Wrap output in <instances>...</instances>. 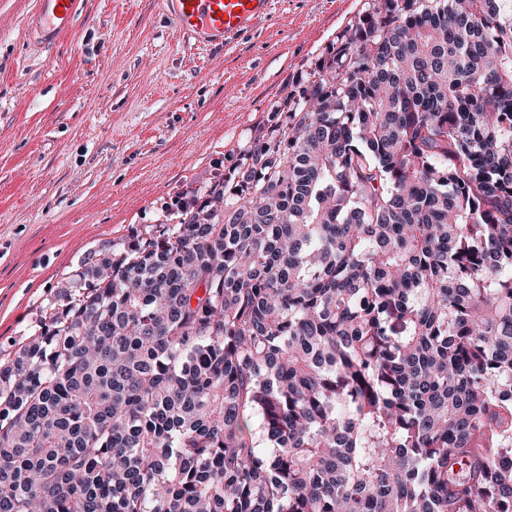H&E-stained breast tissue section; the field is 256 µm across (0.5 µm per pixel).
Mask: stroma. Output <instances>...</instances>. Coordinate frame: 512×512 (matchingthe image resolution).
Here are the masks:
<instances>
[{
    "label": "stroma",
    "mask_w": 512,
    "mask_h": 512,
    "mask_svg": "<svg viewBox=\"0 0 512 512\" xmlns=\"http://www.w3.org/2000/svg\"><path fill=\"white\" fill-rule=\"evenodd\" d=\"M364 2L274 0L214 47L157 0H87L75 35L38 52L35 0H0V344L89 253L203 206Z\"/></svg>",
    "instance_id": "obj_1"
}]
</instances>
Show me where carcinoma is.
<instances>
[{"mask_svg": "<svg viewBox=\"0 0 512 512\" xmlns=\"http://www.w3.org/2000/svg\"><path fill=\"white\" fill-rule=\"evenodd\" d=\"M275 111L0 345V512H512V0H367Z\"/></svg>", "mask_w": 512, "mask_h": 512, "instance_id": "carcinoma-1", "label": "carcinoma"}]
</instances>
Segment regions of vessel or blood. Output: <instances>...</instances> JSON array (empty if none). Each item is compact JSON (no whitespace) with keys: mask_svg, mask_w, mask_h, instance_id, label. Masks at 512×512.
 <instances>
[{"mask_svg":"<svg viewBox=\"0 0 512 512\" xmlns=\"http://www.w3.org/2000/svg\"><path fill=\"white\" fill-rule=\"evenodd\" d=\"M175 15L179 29L208 45L231 42L265 18L271 0H160ZM83 0H36L30 18L34 47L42 48L73 34Z\"/></svg>","mask_w":512,"mask_h":512,"instance_id":"1","label":"vessel or blood"}]
</instances>
